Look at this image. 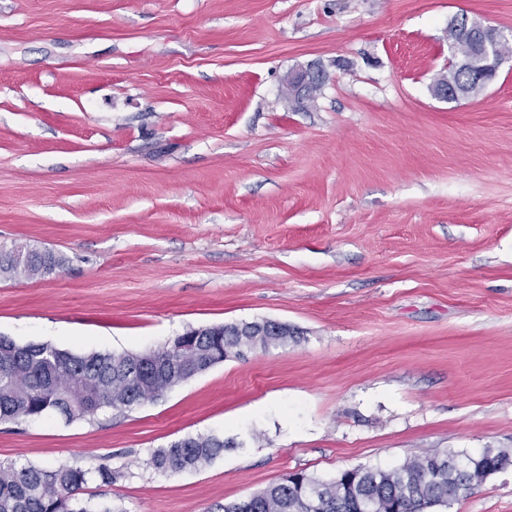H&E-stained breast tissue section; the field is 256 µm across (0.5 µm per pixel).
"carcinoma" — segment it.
<instances>
[{
	"label": "carcinoma",
	"mask_w": 512,
	"mask_h": 512,
	"mask_svg": "<svg viewBox=\"0 0 512 512\" xmlns=\"http://www.w3.org/2000/svg\"><path fill=\"white\" fill-rule=\"evenodd\" d=\"M470 74L452 65L438 83L464 86ZM69 258L51 250H31L20 261L13 251H0V278L50 276L63 271ZM268 321L240 322L190 330L170 344L148 353L94 352L76 355L48 343L20 345L0 336V423L54 415L71 421L105 410H123L157 400L177 386L169 372L148 370L143 363H161L179 355L182 344L204 353L210 364L230 350H268L296 340L288 325L269 328ZM229 443L217 434L188 436L158 448L148 464L163 474L197 471L224 453ZM509 462L503 451L487 448L477 457L429 453L400 467L355 468L331 480L302 472L289 475L263 491L222 506L223 512H425L450 507L473 487V476L489 475ZM120 474L107 464L95 468L61 465L0 464V512H90L74 497L92 480L104 484Z\"/></svg>",
	"instance_id": "1"
}]
</instances>
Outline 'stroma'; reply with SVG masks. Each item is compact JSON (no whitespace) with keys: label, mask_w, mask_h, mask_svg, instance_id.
<instances>
[{"label":"stroma","mask_w":512,"mask_h":512,"mask_svg":"<svg viewBox=\"0 0 512 512\" xmlns=\"http://www.w3.org/2000/svg\"><path fill=\"white\" fill-rule=\"evenodd\" d=\"M465 20L512 43V0H0V247L70 259L0 280V335L299 336L129 410L0 423V463L121 471L92 512H217L295 472L512 454V58L437 98ZM211 433L209 466H148ZM446 512H512V464ZM231 448L224 436L217 434L188 436L158 448L151 454L148 464L158 473L197 471L210 465Z\"/></svg>","instance_id":"obj_1"}]
</instances>
